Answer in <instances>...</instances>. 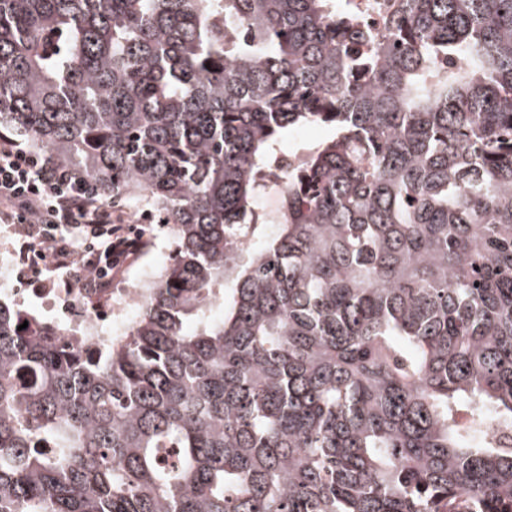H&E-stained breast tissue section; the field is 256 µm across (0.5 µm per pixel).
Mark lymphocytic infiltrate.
Wrapping results in <instances>:
<instances>
[{
  "mask_svg": "<svg viewBox=\"0 0 512 512\" xmlns=\"http://www.w3.org/2000/svg\"><path fill=\"white\" fill-rule=\"evenodd\" d=\"M0 224L19 243L29 283L40 288L58 274L108 287L143 237L88 176L7 137L0 139Z\"/></svg>",
  "mask_w": 512,
  "mask_h": 512,
  "instance_id": "f902f5d3",
  "label": "lymphocytic infiltrate"
}]
</instances>
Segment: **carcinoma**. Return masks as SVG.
Masks as SVG:
<instances>
[{"mask_svg": "<svg viewBox=\"0 0 512 512\" xmlns=\"http://www.w3.org/2000/svg\"><path fill=\"white\" fill-rule=\"evenodd\" d=\"M2 122L174 249L107 345L0 302V512H512V0H0ZM349 6L355 14L364 22L376 25L378 22L377 10L388 7L387 0H349ZM333 134L330 127L311 125L288 131L282 138V149L312 148ZM303 153L298 152H283L281 151L278 155L276 169L274 171V175L272 177V189L281 194L282 186L285 181L284 175L288 172V169H291L293 166L298 164L300 159L302 158ZM279 194V195H280ZM262 213L274 224H259L257 226L253 237V241L256 242V245L253 246L255 250L261 249L269 239L274 237L277 231L276 223L281 220L285 211L281 206L277 209H263Z\"/></svg>", "mask_w": 512, "mask_h": 512, "instance_id": "1", "label": "carcinoma"}]
</instances>
